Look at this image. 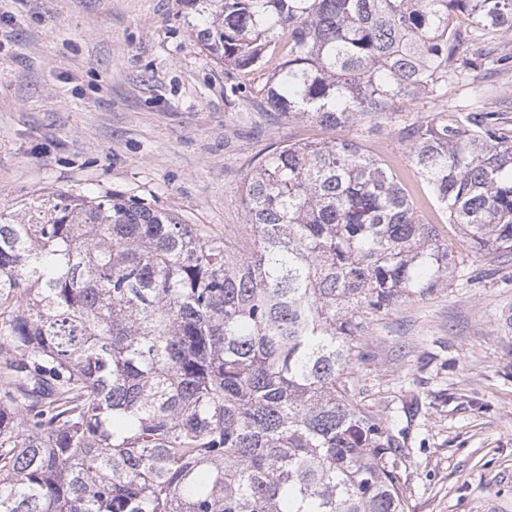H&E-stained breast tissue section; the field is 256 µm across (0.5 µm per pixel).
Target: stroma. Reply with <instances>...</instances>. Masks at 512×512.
Here are the masks:
<instances>
[{
    "instance_id": "35a3bbf8",
    "label": "stroma",
    "mask_w": 512,
    "mask_h": 512,
    "mask_svg": "<svg viewBox=\"0 0 512 512\" xmlns=\"http://www.w3.org/2000/svg\"><path fill=\"white\" fill-rule=\"evenodd\" d=\"M188 21L181 0H0V208L118 191L220 234L244 223L238 191L268 146L355 137L269 120L265 72L226 74ZM447 102L512 116V71L449 85ZM362 145L413 183L399 136ZM423 215L454 246L455 280L370 328L357 388L397 420L408 512H512V256L487 262L436 209Z\"/></svg>"
}]
</instances>
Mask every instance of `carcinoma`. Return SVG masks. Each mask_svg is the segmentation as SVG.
<instances>
[{
  "label": "carcinoma",
  "instance_id": "1",
  "mask_svg": "<svg viewBox=\"0 0 512 512\" xmlns=\"http://www.w3.org/2000/svg\"><path fill=\"white\" fill-rule=\"evenodd\" d=\"M183 3L226 70L279 56L262 111L398 131L469 248L512 255L505 114L409 111L512 67V0ZM240 201L224 236L114 191L0 209V512H407L396 420L353 374L453 251L357 138L276 147Z\"/></svg>",
  "mask_w": 512,
  "mask_h": 512
}]
</instances>
